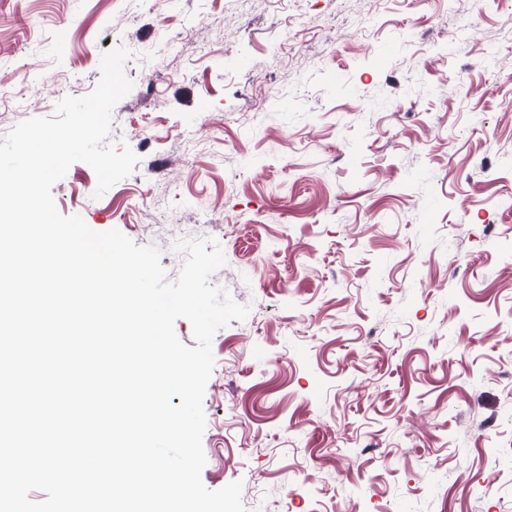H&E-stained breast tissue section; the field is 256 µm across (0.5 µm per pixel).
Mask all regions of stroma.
<instances>
[{"label":"stroma","instance_id":"obj_1","mask_svg":"<svg viewBox=\"0 0 512 512\" xmlns=\"http://www.w3.org/2000/svg\"><path fill=\"white\" fill-rule=\"evenodd\" d=\"M125 48L134 170L58 211L215 240L201 479L245 512H512V0H0V140Z\"/></svg>","mask_w":512,"mask_h":512}]
</instances>
